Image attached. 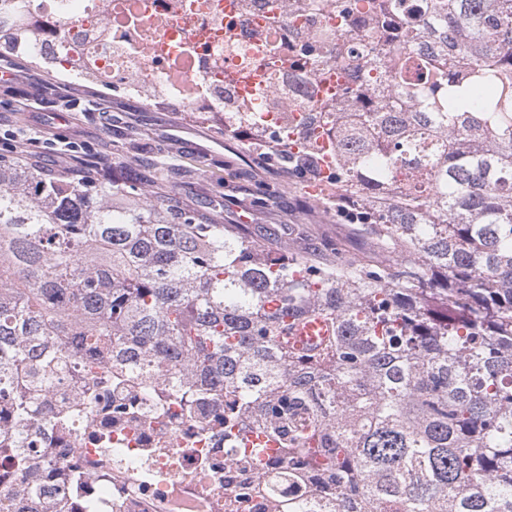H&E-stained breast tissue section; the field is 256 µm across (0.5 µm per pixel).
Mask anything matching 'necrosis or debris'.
Segmentation results:
<instances>
[{
    "label": "necrosis or debris",
    "instance_id": "necrosis-or-debris-1",
    "mask_svg": "<svg viewBox=\"0 0 512 512\" xmlns=\"http://www.w3.org/2000/svg\"><path fill=\"white\" fill-rule=\"evenodd\" d=\"M334 8L335 0H26L0 27L38 21L34 52L65 56L69 77L104 90H158L193 114L223 111L229 100L256 108L266 136L281 141L293 117L326 97L325 80L293 67L292 52L315 40L335 66ZM147 404L156 411L148 423L98 405L69 430L42 435L38 471L85 478L65 512H80L86 498L98 512H278L288 485L275 459L264 471L276 492H259L255 474L183 414L165 381L148 382Z\"/></svg>",
    "mask_w": 512,
    "mask_h": 512
}]
</instances>
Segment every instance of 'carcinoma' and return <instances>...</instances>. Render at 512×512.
Masks as SVG:
<instances>
[{
    "label": "carcinoma",
    "mask_w": 512,
    "mask_h": 512,
    "mask_svg": "<svg viewBox=\"0 0 512 512\" xmlns=\"http://www.w3.org/2000/svg\"><path fill=\"white\" fill-rule=\"evenodd\" d=\"M340 31L392 47L341 68L349 81L325 129L335 169L311 167L324 204L363 227L367 249L320 260L270 249L246 224H199L145 196L146 178L105 186L48 177L0 158V460L26 509L51 490L30 443L72 425L43 409L61 360L85 353L116 410L148 379L183 410L224 398V448L246 433L286 463L282 512H512V0H336ZM35 32L0 29L10 53ZM473 59L469 69L455 56ZM295 65L313 75V44ZM392 97L377 105L371 71ZM229 131L258 132L243 104ZM321 317L331 333L287 346L285 317ZM82 475L57 483L61 503Z\"/></svg>",
    "instance_id": "obj_1"
}]
</instances>
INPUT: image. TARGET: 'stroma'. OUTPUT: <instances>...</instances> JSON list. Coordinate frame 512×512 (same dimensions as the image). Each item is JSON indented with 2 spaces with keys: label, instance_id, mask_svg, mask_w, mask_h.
<instances>
[{
  "label": "stroma",
  "instance_id": "stroma-1",
  "mask_svg": "<svg viewBox=\"0 0 512 512\" xmlns=\"http://www.w3.org/2000/svg\"><path fill=\"white\" fill-rule=\"evenodd\" d=\"M0 124L15 131L30 126L80 144L78 152L56 155L24 146L13 153L21 164L66 173L77 158L88 156L93 164L86 175L102 182L111 172L134 167L153 181L163 203L194 212L201 223L246 224L267 242L290 241L306 256L324 254L330 241L346 255L365 248L355 225L300 192L301 177L282 176L279 166L265 164L262 147L225 133L219 115L175 112L121 91L100 93L4 54ZM259 182L289 190L277 206L256 207L249 188Z\"/></svg>",
  "mask_w": 512,
  "mask_h": 512
}]
</instances>
